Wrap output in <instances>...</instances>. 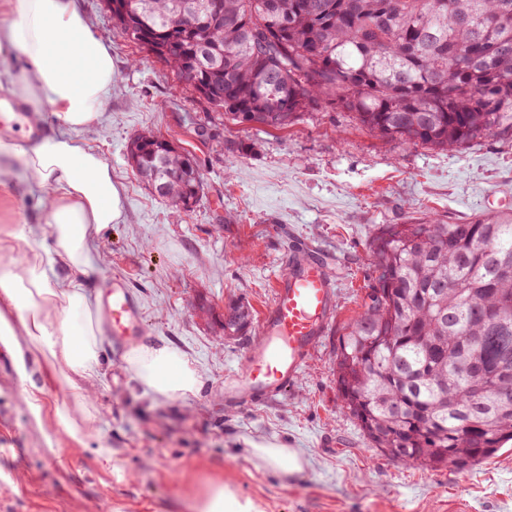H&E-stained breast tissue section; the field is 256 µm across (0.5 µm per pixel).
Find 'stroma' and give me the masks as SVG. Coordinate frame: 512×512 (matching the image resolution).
<instances>
[{
	"label": "stroma",
	"mask_w": 512,
	"mask_h": 512,
	"mask_svg": "<svg viewBox=\"0 0 512 512\" xmlns=\"http://www.w3.org/2000/svg\"><path fill=\"white\" fill-rule=\"evenodd\" d=\"M78 4L115 64L101 123L78 137L122 188V219L94 242L88 291L99 297L127 278L145 343L194 361L202 387L186 400L156 399L128 371V345L105 335L100 375L83 383L94 417L74 437L56 414L70 391L25 353L23 337L0 338V512H192L212 478L258 512H512V441L474 466L422 469L371 447L336 389L338 332L363 310L380 228L512 213V137L448 151L383 138L329 108L285 128L218 121L113 26L104 0ZM144 131L195 156L204 191L192 211L175 212L132 172L126 146ZM11 166L0 225L28 224L51 244L38 191L20 160ZM299 243L328 262L331 330L288 391L226 407L224 382L251 339H225L224 305L238 299L261 315ZM250 439L293 448L302 471L260 467Z\"/></svg>",
	"instance_id": "35a3bbf8"
}]
</instances>
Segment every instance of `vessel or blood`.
<instances>
[{
	"instance_id": "vessel-or-blood-1",
	"label": "vessel or blood",
	"mask_w": 512,
	"mask_h": 512,
	"mask_svg": "<svg viewBox=\"0 0 512 512\" xmlns=\"http://www.w3.org/2000/svg\"><path fill=\"white\" fill-rule=\"evenodd\" d=\"M104 307L119 341L134 342L145 336L143 312L126 279H113ZM333 314L326 262L309 248L293 249L272 302L262 314L260 334L250 343L241 370L231 377L232 391L245 400L283 392L298 379L310 352L328 333Z\"/></svg>"
}]
</instances>
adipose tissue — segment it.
I'll return each mask as SVG.
<instances>
[{
	"instance_id": "ef3b65f1",
	"label": "adipose tissue",
	"mask_w": 512,
	"mask_h": 512,
	"mask_svg": "<svg viewBox=\"0 0 512 512\" xmlns=\"http://www.w3.org/2000/svg\"><path fill=\"white\" fill-rule=\"evenodd\" d=\"M0 55L11 59L0 69V90L19 96L29 122L48 109L58 127L27 148L0 140V157L20 158L38 189L52 237L50 250L11 257L0 268V335L23 336L28 352L74 392L75 406L57 414L75 435L89 413L81 381L98 374L105 333L86 292L92 244L122 216L111 165L77 135L101 121L114 63L77 0H6ZM59 264L66 278L58 277ZM126 363L159 399L188 398L201 383L198 369L166 345L135 348Z\"/></svg>"
}]
</instances>
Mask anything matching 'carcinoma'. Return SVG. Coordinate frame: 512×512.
<instances>
[{
    "label": "carcinoma",
    "mask_w": 512,
    "mask_h": 512,
    "mask_svg": "<svg viewBox=\"0 0 512 512\" xmlns=\"http://www.w3.org/2000/svg\"><path fill=\"white\" fill-rule=\"evenodd\" d=\"M118 0L112 23L227 120L286 128L341 108L383 138L445 150L512 129V0ZM197 24L173 22L176 8ZM467 24H462L463 19ZM127 159L185 212L198 164L151 133ZM363 312L336 342V387L363 436L424 469H462L512 440V214L388 224ZM251 310L224 306V335Z\"/></svg>",
    "instance_id": "cac0c4a2"
}]
</instances>
